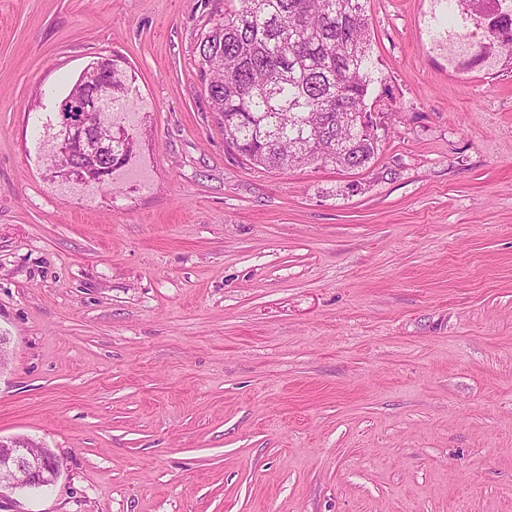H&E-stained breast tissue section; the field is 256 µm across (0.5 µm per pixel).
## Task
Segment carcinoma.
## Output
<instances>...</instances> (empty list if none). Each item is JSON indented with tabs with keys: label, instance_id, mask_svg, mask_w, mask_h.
<instances>
[{
	"label": "carcinoma",
	"instance_id": "obj_1",
	"mask_svg": "<svg viewBox=\"0 0 512 512\" xmlns=\"http://www.w3.org/2000/svg\"><path fill=\"white\" fill-rule=\"evenodd\" d=\"M198 43L199 81L224 142L251 165L368 166L372 112L368 0H238Z\"/></svg>",
	"mask_w": 512,
	"mask_h": 512
}]
</instances>
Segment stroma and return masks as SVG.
Instances as JSON below:
<instances>
[{"mask_svg":"<svg viewBox=\"0 0 512 512\" xmlns=\"http://www.w3.org/2000/svg\"><path fill=\"white\" fill-rule=\"evenodd\" d=\"M224 0H0V512H512V59L458 0H369L368 168L224 143ZM131 77L111 184L47 164L85 67ZM16 472L24 474V481L9 479ZM59 476L57 457L39 443L26 437H0V493L24 490L34 482L53 484Z\"/></svg>","mask_w":512,"mask_h":512,"instance_id":"35a3bbf8","label":"stroma"}]
</instances>
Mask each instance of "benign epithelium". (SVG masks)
<instances>
[{"mask_svg":"<svg viewBox=\"0 0 512 512\" xmlns=\"http://www.w3.org/2000/svg\"><path fill=\"white\" fill-rule=\"evenodd\" d=\"M82 111H94L102 117L101 126L109 129L104 136L100 129L88 126L79 113L62 118L59 143L52 168L66 180H83L90 161L99 172V182L106 183L112 176V140L125 133L112 130V72L86 85L82 95ZM60 476L57 457L39 443L26 437H0V490H24L32 484H53Z\"/></svg>","mask_w":512,"mask_h":512,"instance_id":"7a95c632","label":"benign epithelium"}]
</instances>
